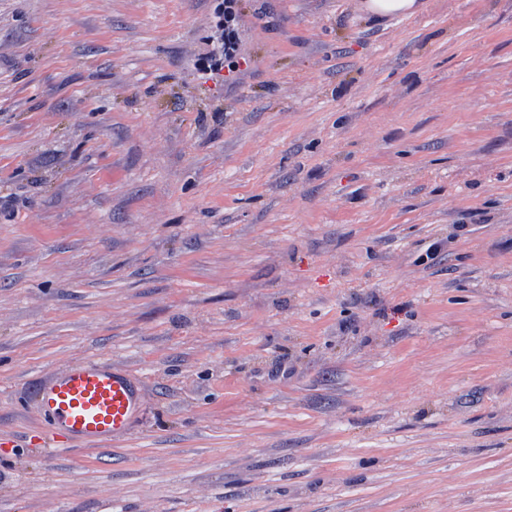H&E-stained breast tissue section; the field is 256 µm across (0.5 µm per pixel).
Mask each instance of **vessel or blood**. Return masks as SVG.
I'll return each instance as SVG.
<instances>
[{
    "mask_svg": "<svg viewBox=\"0 0 512 512\" xmlns=\"http://www.w3.org/2000/svg\"><path fill=\"white\" fill-rule=\"evenodd\" d=\"M48 438L112 442L128 433L141 409V387L125 369L75 362L38 385Z\"/></svg>",
    "mask_w": 512,
    "mask_h": 512,
    "instance_id": "1",
    "label": "vessel or blood"
}]
</instances>
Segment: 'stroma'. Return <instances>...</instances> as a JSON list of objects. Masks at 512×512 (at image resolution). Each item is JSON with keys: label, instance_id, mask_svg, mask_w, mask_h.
<instances>
[{"label": "stroma", "instance_id": "obj_1", "mask_svg": "<svg viewBox=\"0 0 512 512\" xmlns=\"http://www.w3.org/2000/svg\"><path fill=\"white\" fill-rule=\"evenodd\" d=\"M363 3L0 0V512H512V0ZM214 7L217 34L216 44L208 57L207 68L219 71L227 68L229 72L238 70L237 49V2L238 0H217ZM364 6L368 13L379 18L411 15L422 8L418 0H368ZM46 435L55 441L112 442L128 433L141 409V387L125 369L75 362L39 382Z\"/></svg>", "mask_w": 512, "mask_h": 512}]
</instances>
